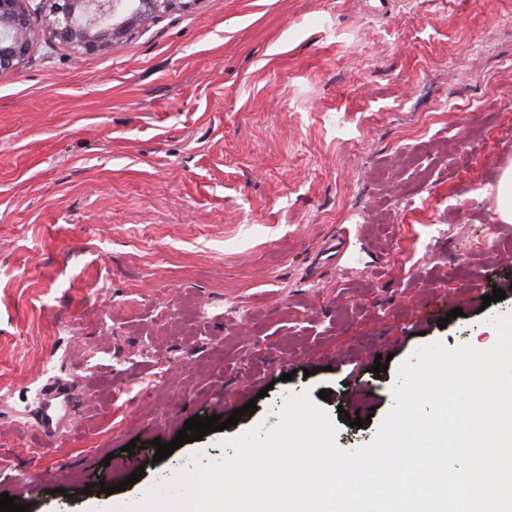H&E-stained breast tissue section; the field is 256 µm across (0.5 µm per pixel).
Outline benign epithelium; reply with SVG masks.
Instances as JSON below:
<instances>
[{"instance_id": "7a95c632", "label": "benign epithelium", "mask_w": 512, "mask_h": 512, "mask_svg": "<svg viewBox=\"0 0 512 512\" xmlns=\"http://www.w3.org/2000/svg\"><path fill=\"white\" fill-rule=\"evenodd\" d=\"M186 0H0V72L19 66L43 34L81 57L119 46Z\"/></svg>"}]
</instances>
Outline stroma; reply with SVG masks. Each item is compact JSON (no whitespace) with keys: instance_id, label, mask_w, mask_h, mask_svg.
Masks as SVG:
<instances>
[{"instance_id":"obj_1","label":"stroma","mask_w":512,"mask_h":512,"mask_svg":"<svg viewBox=\"0 0 512 512\" xmlns=\"http://www.w3.org/2000/svg\"><path fill=\"white\" fill-rule=\"evenodd\" d=\"M510 165L512 0H196L109 51L35 42L0 72V494L87 512L101 480L118 512L292 392L370 443L404 360L512 313ZM498 212L500 219L512 223V167H508L498 189Z\"/></svg>"}]
</instances>
